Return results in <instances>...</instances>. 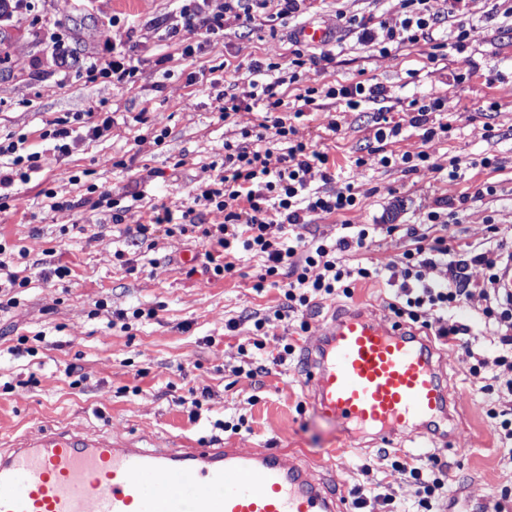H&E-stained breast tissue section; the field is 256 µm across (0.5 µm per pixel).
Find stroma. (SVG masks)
Returning a JSON list of instances; mask_svg holds the SVG:
<instances>
[{
	"instance_id": "35a3bbf8",
	"label": "stroma",
	"mask_w": 512,
	"mask_h": 512,
	"mask_svg": "<svg viewBox=\"0 0 512 512\" xmlns=\"http://www.w3.org/2000/svg\"><path fill=\"white\" fill-rule=\"evenodd\" d=\"M33 3V11L0 20V52L9 58L0 66V137H26L40 151L47 147L39 137L47 120L106 110L115 123L99 139L73 145L64 159L47 156L0 211V243L7 248L0 258L29 279L14 291L16 306L0 311V380L14 385L0 390V443L67 426L149 448L188 441L244 454L278 448L340 487L348 502L390 497L389 505L363 512H414L413 488L397 463L407 458L426 468L436 458L450 464L461 488L454 497L437 498L433 512H492L501 490L512 487V451L499 441L486 410L492 403L512 407V393L489 395L484 387L512 379V365L497 364L498 349L482 333L483 294L473 292L451 315L452 322L470 325V335L440 348L454 406L447 438L424 448L411 430L385 458L368 437L345 444L339 422L311 405L302 355L285 366L273 359L282 340L299 349L316 340L332 316L350 310L368 307L382 325L394 324L386 303L395 285L368 282L353 298L323 300L308 314L307 330L277 325L263 349L244 354L240 346L253 334L252 314L267 313L283 299L282 289L256 290L259 258L242 255L233 276L216 277L206 267L208 245L199 233L160 228L136 247L126 225L113 223L110 209H53L44 192L77 199L93 183L125 202L138 187L144 192L140 215L154 205L180 213L190 204L191 189L215 178L212 163L223 154L225 139L257 122L253 110L222 119L223 92L249 99L248 68L255 61L280 64L286 77L291 33L311 17L335 26V59L300 69L296 81L279 88L285 100L306 87L377 84L386 89L388 116L396 121L405 119L411 100L446 98L441 119L451 130L429 146L435 169L406 174L372 162L356 169L353 157L375 145L372 109L323 99L320 111L296 122L295 137L328 149L337 184L352 182L360 204L342 216L312 215L309 231L333 240L342 225L393 215L400 231L377 233L361 256L363 263L383 266L411 247L403 226L421 223L437 200L447 199L456 204L446 232L449 247L479 250L495 239L512 253V25L502 22L505 0H450L433 43H407L385 54L361 44L345 20L395 22L405 0H319L310 16L282 20L279 0H266L264 13L275 17L274 27L228 28L188 59L155 24L176 0ZM459 26L472 32L461 50L451 34ZM109 42L136 46L141 63L132 82L89 83L82 74L59 71L57 53L81 66ZM493 102L498 108L492 112ZM140 113L141 123L135 120ZM333 120L340 126L335 133L327 129ZM164 128L169 135L157 143ZM487 155L496 158L494 167L480 166ZM454 157L462 165L452 178L447 168ZM75 174L80 182H72ZM487 184L495 194L475 199ZM61 264L71 269L63 281L52 274ZM136 308L156 315L133 319ZM22 337L28 353L13 354ZM249 356L267 364L268 372L239 374ZM479 359L483 367L471 373Z\"/></svg>"
}]
</instances>
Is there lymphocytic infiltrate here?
<instances>
[{"label": "lymphocytic infiltrate", "mask_w": 512, "mask_h": 512, "mask_svg": "<svg viewBox=\"0 0 512 512\" xmlns=\"http://www.w3.org/2000/svg\"><path fill=\"white\" fill-rule=\"evenodd\" d=\"M265 4L266 0H224L220 9L213 10L209 0H181L178 11L161 17L159 23L169 39L181 46L183 56L190 57L196 53L192 36L216 37L233 24H253L261 20ZM406 7L404 18L396 24L355 17L348 18L347 24L358 29L363 45L373 49L391 43L416 44L429 39L448 9V0H406ZM135 62L133 48L109 43L88 64L87 70L112 83L125 84L137 72ZM276 69L273 63L252 64L250 101L225 94V117H232L250 104L260 110L261 119L251 128L241 130L237 137L225 140L216 178L193 189L192 203L180 218H173L168 209L161 208L153 210L147 222L135 221L132 204L142 198L139 190L131 192V202L127 205L113 200L108 192L99 191L94 184L87 186V193L96 195L98 203L111 209L113 223L134 220L133 244L144 243L161 226L170 233H200L212 246L206 257L214 276L233 275L242 253L261 258L257 289H264L273 279H282L284 299L272 312L255 316L256 335L249 344L257 349L262 348L263 336L275 323L294 322L300 330H307V316L320 300L330 296L352 298L356 286L379 279L386 272L401 280L398 291L387 304L391 313L403 322L420 325L444 343L469 334L468 325L449 323L447 316L460 308L473 289H480L491 301L483 312L486 325L511 318L512 297L500 294L496 286L498 277L494 270L499 256L495 250L483 249L467 260L462 251L449 248L444 232L451 216V203H440L438 209L429 211L423 226L406 227L405 234L413 246L385 269L361 263L352 265L347 260L349 253L368 249L376 225H348L345 234L330 242L304 233L310 215H341L358 207L360 199L352 186L332 189L335 163L327 152L295 140L296 119L318 111L323 97L343 101L350 108L375 104L377 145L370 156H357L355 166H364L374 159L381 166L393 165L404 173L414 174L435 167L427 145L448 134V125L435 123L432 118L433 113L444 107V98L411 101L408 121L402 124L390 121L385 111L380 110L379 105L386 98L383 87L358 81L323 90L305 88L297 94V106L292 109L280 97L277 82L269 78L270 72ZM112 123L108 112L57 117L46 122L40 137L52 142L53 152L62 158L69 155L77 140L100 138L111 129ZM407 125L421 129L424 149L399 155L386 153L384 143L399 137ZM43 161L42 152L28 150L25 138L9 135L0 139V210L6 208L14 186L29 181L41 169ZM315 169L327 183V190L309 189L308 176ZM214 212L223 214V223H207V215ZM472 261L489 269L487 280L478 283L468 277L466 268ZM438 262L448 266L447 282H426L423 268ZM400 467L407 471L415 487L421 512H432L436 497L457 490L447 463L436 460L423 469L404 461Z\"/></svg>", "instance_id": "lymphocytic-infiltrate-1"}]
</instances>
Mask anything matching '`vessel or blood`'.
<instances>
[{
	"instance_id": "1",
	"label": "vessel or blood",
	"mask_w": 512,
	"mask_h": 512,
	"mask_svg": "<svg viewBox=\"0 0 512 512\" xmlns=\"http://www.w3.org/2000/svg\"><path fill=\"white\" fill-rule=\"evenodd\" d=\"M309 45L332 43L320 21L297 27ZM312 405L345 434L380 444L420 423L442 437L451 402L434 348L406 325L383 326L365 311L326 323L304 350ZM0 512H345L337 488L280 451L142 448L60 427L0 448Z\"/></svg>"
}]
</instances>
